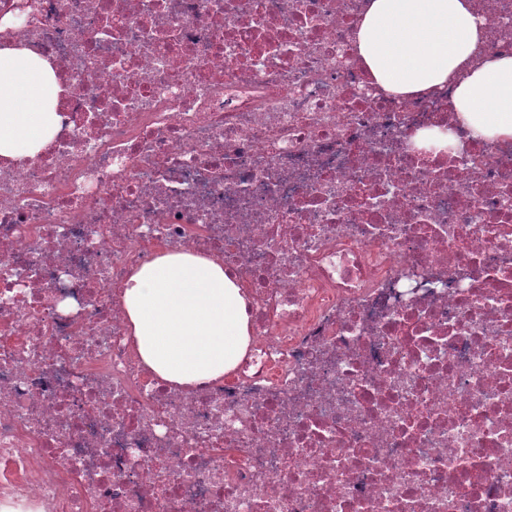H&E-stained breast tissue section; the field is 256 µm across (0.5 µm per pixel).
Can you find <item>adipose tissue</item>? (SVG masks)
Here are the masks:
<instances>
[{
    "instance_id": "1",
    "label": "adipose tissue",
    "mask_w": 512,
    "mask_h": 512,
    "mask_svg": "<svg viewBox=\"0 0 512 512\" xmlns=\"http://www.w3.org/2000/svg\"><path fill=\"white\" fill-rule=\"evenodd\" d=\"M484 32L471 0H369L355 50L389 93L457 79L455 107L474 135L512 138V55L469 63ZM61 92L48 61L0 50V158L36 154L53 138ZM121 296L142 361L180 388L222 378L245 353L247 300L221 258L173 250L141 266Z\"/></svg>"
}]
</instances>
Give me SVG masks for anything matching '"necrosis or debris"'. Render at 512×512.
I'll list each match as a JSON object with an SVG mask.
<instances>
[{
    "label": "necrosis or debris",
    "mask_w": 512,
    "mask_h": 512,
    "mask_svg": "<svg viewBox=\"0 0 512 512\" xmlns=\"http://www.w3.org/2000/svg\"><path fill=\"white\" fill-rule=\"evenodd\" d=\"M367 2L0 0L62 88L0 159V512H512V140L379 90ZM475 6L472 63L512 55V0ZM178 248L248 295L190 391L121 302Z\"/></svg>",
    "instance_id": "1"
}]
</instances>
